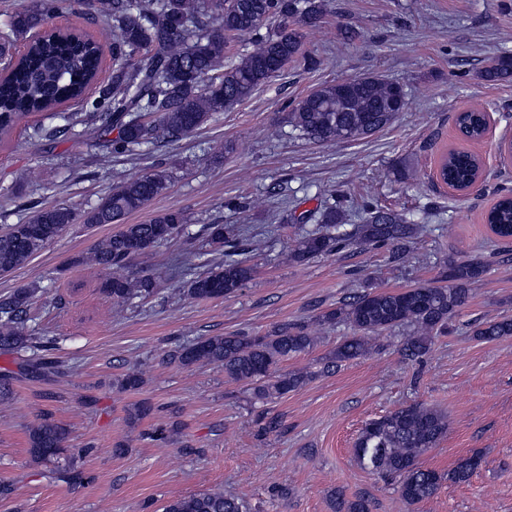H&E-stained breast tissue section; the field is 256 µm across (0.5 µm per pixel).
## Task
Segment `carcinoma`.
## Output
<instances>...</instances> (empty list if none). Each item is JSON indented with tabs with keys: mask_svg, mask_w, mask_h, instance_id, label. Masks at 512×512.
<instances>
[{
	"mask_svg": "<svg viewBox=\"0 0 512 512\" xmlns=\"http://www.w3.org/2000/svg\"><path fill=\"white\" fill-rule=\"evenodd\" d=\"M69 0H35L8 16L6 40L0 57L14 43L29 37L45 18L67 6ZM104 27L101 37L112 38V78L99 88L98 97L83 112H58L67 102H84L97 83L102 61L99 40L54 28L26 44L27 51L0 80V137L34 112H52L68 130L86 120L97 121L112 139L115 152H135L157 145L160 135L183 137L215 118V115L252 96L274 74L278 64L303 56L301 22L314 26L326 12L323 0H96ZM279 26L263 29L266 22ZM240 36L250 37V48L236 58L226 49ZM486 81L512 79V55L500 56L482 72ZM404 88L379 76H364L325 83L301 99L286 122L292 130L320 144L355 141L390 125L399 104L406 101ZM487 116L480 108L457 114L461 139H480ZM474 159L466 152L453 156L442 168V180L464 188L473 182ZM163 171L115 185L96 206L78 212L55 205L37 212L30 220L10 225L0 233V273L20 267L58 237L67 227L81 223L120 224L112 237L98 241L74 263L108 272L101 283L112 306L127 309L154 293L149 276L128 273L131 261L159 244L186 233L184 216L176 211L158 214L143 224H125L126 216L141 211L168 187ZM333 206L318 211L317 228L300 235L285 255L292 262L331 254L348 246L390 245L404 248L418 234L419 225L389 209L368 208L361 223L351 230L339 224ZM493 230L502 238L512 236V208L500 210ZM209 242L224 250L221 263L189 276L187 295L195 299L222 298L237 292L251 278L252 269L239 258L237 243L222 224L206 226ZM487 265L476 259L453 261L440 274L443 285L418 284L397 291H380L369 285L335 309L317 318L320 325L344 322L353 335L325 358L322 371L364 356L377 347L379 335L407 325L406 356L426 354L435 335L445 332L470 297V287L480 281ZM33 288H19L0 301V348L19 349L33 343L27 308ZM485 340L512 336V318L492 320L476 330ZM319 336L305 324H282L258 336L239 334L209 336L178 347L174 357L184 366L215 364L232 381L253 386L259 400L279 397L303 386V371L285 372L280 364L309 351ZM448 431V417L421 404L400 407L367 421L355 443L358 463L397 483L408 505L433 497L445 482L467 481L479 466L470 456L448 472L424 468L418 458L433 448ZM65 430L45 420L29 431L34 458L48 460L62 452ZM334 512H370L369 500L333 496ZM163 512H250L240 498L213 489L169 500Z\"/></svg>",
	"mask_w": 512,
	"mask_h": 512,
	"instance_id": "cac0c4a2",
	"label": "carcinoma"
}]
</instances>
